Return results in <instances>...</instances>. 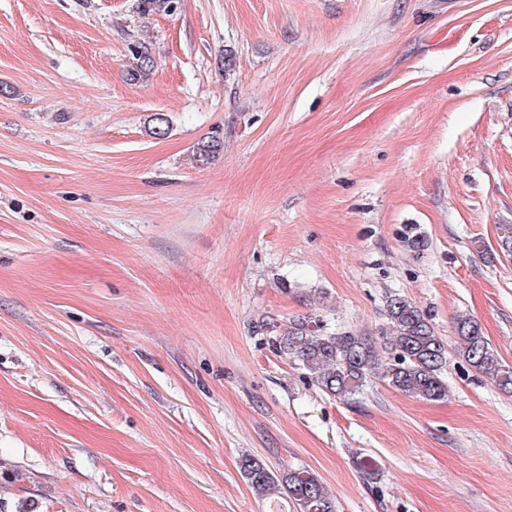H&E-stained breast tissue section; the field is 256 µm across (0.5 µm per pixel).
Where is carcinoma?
<instances>
[{"instance_id": "1", "label": "carcinoma", "mask_w": 512, "mask_h": 512, "mask_svg": "<svg viewBox=\"0 0 512 512\" xmlns=\"http://www.w3.org/2000/svg\"><path fill=\"white\" fill-rule=\"evenodd\" d=\"M139 12L148 15L171 12L175 0H138ZM134 59L130 80L145 78L154 67L150 49L135 40L128 44ZM221 147L220 140L201 144L196 161L207 163ZM388 326L382 332L381 346L347 332H326L311 325L308 317H297L288 324L272 326L273 344L278 352L299 362L310 378L334 396L352 395L377 377L396 390L426 400H440L448 392L444 372L448 365V345L436 335L421 310L407 298L391 294L386 299ZM454 355L479 374L505 388H512V370L503 366L481 326L473 318L459 316L455 321ZM243 476L259 497L283 494L301 506L303 512H337L336 501L320 480L307 470L276 474L258 457H247Z\"/></svg>"}]
</instances>
